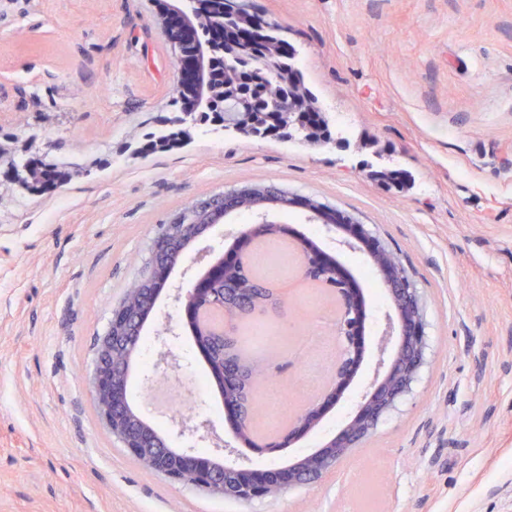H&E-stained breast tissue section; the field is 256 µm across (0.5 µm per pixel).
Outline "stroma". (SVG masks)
Returning a JSON list of instances; mask_svg holds the SVG:
<instances>
[{"label":"stroma","mask_w":512,"mask_h":512,"mask_svg":"<svg viewBox=\"0 0 512 512\" xmlns=\"http://www.w3.org/2000/svg\"><path fill=\"white\" fill-rule=\"evenodd\" d=\"M278 25L304 87L340 142L252 139L183 123L177 145L142 153L181 114L172 45L153 0H0V145L82 164L55 193L0 174V512H512V0H246ZM245 185L311 198L367 224L422 296L428 363L412 392L337 472L241 504L142 468L103 427L86 386L94 343L139 278L162 224ZM335 257L367 302L365 341L389 310L365 254L300 207L272 211ZM233 213L195 241L227 250L253 224ZM171 272L142 335L129 399L170 447L169 414L143 397L159 373L208 376ZM285 313L244 325L242 349L306 401L335 351L314 342L326 298L291 288ZM177 360L166 368L161 347ZM312 380H305V373ZM372 376L364 360L319 425L275 458L321 446Z\"/></svg>","instance_id":"obj_1"}]
</instances>
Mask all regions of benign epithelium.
<instances>
[{
    "label": "benign epithelium",
    "mask_w": 512,
    "mask_h": 512,
    "mask_svg": "<svg viewBox=\"0 0 512 512\" xmlns=\"http://www.w3.org/2000/svg\"><path fill=\"white\" fill-rule=\"evenodd\" d=\"M174 18L164 22L165 31L176 44L175 68L182 76L186 65L178 44L193 35L192 26L198 20L196 0H176ZM284 49L281 41L271 40L259 59V67L269 85L288 89L283 102V117L289 131L301 129L299 119L314 111L310 95L283 65ZM222 102L224 129L234 130L247 137L251 119L244 116L248 95L226 72L224 86L208 89V98L202 105L209 108L213 99ZM295 198L265 186H242L198 203L194 209L195 222L203 225L193 239L213 224L223 223L224 217L246 209L257 222L241 233L235 245L211 257L203 276L190 282L186 288H176L174 301L184 309L186 316L199 320L202 335L195 337L200 354L213 358L214 350L225 352L224 412L234 426L235 439L260 454L274 455L315 429L327 408L339 400L351 385L364 355V335L367 309L361 289L353 277L317 244L295 235L288 225L279 224L281 235L291 239L295 252L296 273L304 281L321 288L336 307V356L330 367V378L321 392L301 404L291 415L288 426L276 436L267 437L257 431L253 397L260 381L247 377L242 368L246 357L240 354L238 324L253 313H265L260 308H246L228 313L224 304L216 301L215 289L206 279L218 271L236 267L250 257L255 245L264 240L265 227L271 224L268 210L296 206ZM309 220L322 223L328 230H338L343 236L336 244L349 250L364 252L382 276L391 312L386 314L382 336L373 348V376L359 395L356 407L343 427L321 447L308 451L286 464L268 469H255L245 464L235 446L221 439L212 425L201 419L180 418L173 422L179 435L189 434L198 443L216 449L203 454L195 448H163L150 445L145 434L148 423L131 406L128 398L130 367L139 352L142 331L138 318L130 312L126 302L112 309L107 330L99 337L95 363L89 379L90 393L99 418L112 437L118 440L138 463L148 462L149 470L170 481L191 486L214 497L249 503L275 497L287 489L309 486L337 470L342 460L378 427L380 421L397 408L412 390L425 364L428 336L425 331L421 300L400 257L384 245L363 224H337L330 218L327 207L311 198L303 201ZM185 250L177 244L176 225L169 224L155 239L152 267L156 279L165 284L178 258ZM224 455L221 470L215 469V457Z\"/></svg>",
    "instance_id": "obj_1"
}]
</instances>
